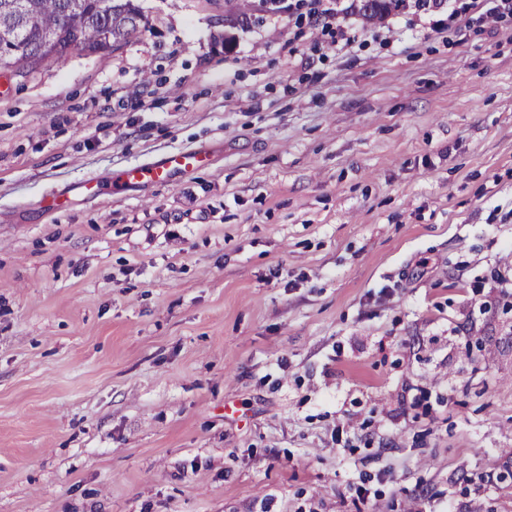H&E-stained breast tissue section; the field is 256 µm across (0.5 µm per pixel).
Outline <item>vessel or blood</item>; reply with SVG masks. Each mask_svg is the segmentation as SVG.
<instances>
[{
  "instance_id": "1",
  "label": "vessel or blood",
  "mask_w": 512,
  "mask_h": 512,
  "mask_svg": "<svg viewBox=\"0 0 512 512\" xmlns=\"http://www.w3.org/2000/svg\"><path fill=\"white\" fill-rule=\"evenodd\" d=\"M209 163L210 157L203 151L169 153L149 163L123 169L108 183L94 178L74 183L47 196L43 205L50 211L62 212L69 208L72 196L89 198L102 194L119 195L140 184H166L177 174L206 168Z\"/></svg>"
}]
</instances>
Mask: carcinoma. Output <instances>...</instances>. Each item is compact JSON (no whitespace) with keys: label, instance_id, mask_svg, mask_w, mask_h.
<instances>
[{"label":"carcinoma","instance_id":"1","mask_svg":"<svg viewBox=\"0 0 512 512\" xmlns=\"http://www.w3.org/2000/svg\"><path fill=\"white\" fill-rule=\"evenodd\" d=\"M98 0H0V50L20 46L17 68L38 62L41 51L51 43L67 44L78 34L84 51H92L99 39L112 44L129 40L140 31L141 12L131 0H108L101 10ZM360 11L368 19H381L405 7L406 0H359ZM71 10L70 29H59L61 12Z\"/></svg>","mask_w":512,"mask_h":512}]
</instances>
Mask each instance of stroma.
<instances>
[{"mask_svg": "<svg viewBox=\"0 0 512 512\" xmlns=\"http://www.w3.org/2000/svg\"><path fill=\"white\" fill-rule=\"evenodd\" d=\"M352 2L0 75V512H512V12ZM360 11L368 19H381L405 7L406 0H359ZM209 163L208 153L199 150L165 154L149 163L121 170L109 183L94 178L74 183L47 196L43 206L52 212H62L69 208L73 195H83L86 198L102 194L120 195L140 184L169 183L175 175L204 169Z\"/></svg>", "mask_w": 512, "mask_h": 512, "instance_id": "35a3bbf8", "label": "stroma"}]
</instances>
